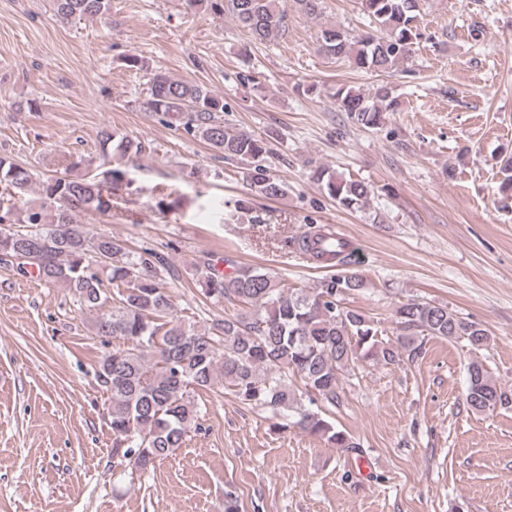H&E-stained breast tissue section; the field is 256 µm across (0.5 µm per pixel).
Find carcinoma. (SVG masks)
Here are the masks:
<instances>
[{"mask_svg":"<svg viewBox=\"0 0 512 512\" xmlns=\"http://www.w3.org/2000/svg\"><path fill=\"white\" fill-rule=\"evenodd\" d=\"M375 32L349 36L336 27L321 29L319 51L364 70L386 72L412 57L420 33L422 0H360ZM218 16H230L259 42L288 34L286 0H186ZM55 15L70 22L104 16L109 0H53ZM350 122L366 130L383 126L395 100L385 86L369 100L350 87L332 94ZM144 111L205 141L218 156L245 164L244 178L263 196H285L288 186L266 165L269 142L224 125V99L204 85L162 72L149 77ZM103 148L125 158L145 151L139 140L105 130ZM312 178L345 210L365 207L374 189L318 166ZM33 185L32 172L0 156V263L21 275L36 273L50 286L72 290L94 310L95 334L118 344L101 358L96 380L110 401L112 458L144 475L184 444L199 426L198 390L219 385L244 405L268 412L274 426L298 427L332 447L354 450L352 436L336 427L320 404L336 405L341 378L362 361L393 365L422 353L421 336L489 344L487 330L448 305L411 299L394 310L397 344L382 341L373 321L347 306L366 279L352 263L350 244L334 233L307 226L285 246L310 259L338 267L318 287L289 288L261 267H241L224 259L222 269L207 258L195 264L197 282L210 300L239 312L204 330L185 323L165 291L160 270L170 262L149 247L138 251L110 233L78 221L81 214L112 215V197L123 189V173L110 166L92 176H51L40 198L22 208L12 204ZM465 401L478 413L512 405V392L497 386L483 361L467 366Z\"/></svg>","mask_w":512,"mask_h":512,"instance_id":"1","label":"carcinoma"}]
</instances>
